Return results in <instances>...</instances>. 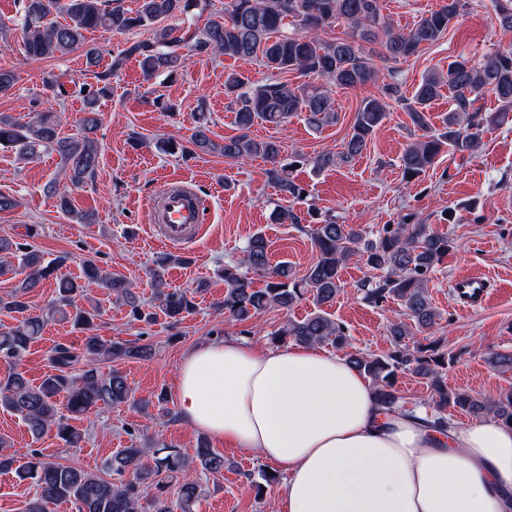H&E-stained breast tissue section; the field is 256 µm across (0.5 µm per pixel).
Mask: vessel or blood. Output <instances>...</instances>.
I'll use <instances>...</instances> for the list:
<instances>
[{
    "label": "vessel or blood",
    "mask_w": 512,
    "mask_h": 512,
    "mask_svg": "<svg viewBox=\"0 0 512 512\" xmlns=\"http://www.w3.org/2000/svg\"><path fill=\"white\" fill-rule=\"evenodd\" d=\"M161 212L162 242L167 246H183L196 240L208 218L194 195L185 187L168 185L162 188L157 202ZM490 279L486 276H457L450 282L455 303L472 310L482 307L490 296Z\"/></svg>",
    "instance_id": "obj_1"
}]
</instances>
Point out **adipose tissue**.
Segmentation results:
<instances>
[{
	"mask_svg": "<svg viewBox=\"0 0 512 512\" xmlns=\"http://www.w3.org/2000/svg\"><path fill=\"white\" fill-rule=\"evenodd\" d=\"M183 420L285 475L275 512H512V428L441 435L381 413L370 381L320 347L227 337L185 352Z\"/></svg>",
	"mask_w": 512,
	"mask_h": 512,
	"instance_id": "ef3b65f1",
	"label": "adipose tissue"
}]
</instances>
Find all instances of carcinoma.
<instances>
[{"mask_svg": "<svg viewBox=\"0 0 512 512\" xmlns=\"http://www.w3.org/2000/svg\"><path fill=\"white\" fill-rule=\"evenodd\" d=\"M470 0H443L438 9L422 17L407 32H394L381 13L379 0H230V8L219 19L210 18L203 26L185 33L164 26L173 16L188 19L201 17L209 0H140L136 11H128L120 0H23L22 38L27 55L49 58L57 54L82 51L89 66L98 64V51L86 45L85 32L103 29L112 33L130 32L153 27L152 41H136L125 55L112 60L111 66L97 73L100 86L83 89L84 108L77 119V132L62 137L53 112H36L22 122L0 114V148L14 150L21 161H30L44 151L57 153L65 178L73 186L92 179L99 165V141L96 133L103 121L99 100L111 91L112 72L126 59L136 57L142 73L152 77L174 74L181 68L182 50L191 48L198 54L224 55L233 58H258L270 73L295 71L319 83H303L292 87L283 82L265 81L245 89V81L229 74L224 92L235 96V121L240 134L219 144L208 135L209 129L199 124L190 143L204 154L218 153L240 162L260 157L271 164L269 174L284 198L302 199L306 188L298 183L292 171L281 164L280 146L274 141H258L249 130L257 122L280 125L293 115L306 114L312 127L328 122L332 114V88L357 89L376 77L372 58L362 51V43L381 42L377 53L381 61L407 58L425 44H432L448 31L451 22L468 10ZM496 19L505 31H512V0H494ZM63 12L69 22L58 25L47 21L52 13ZM303 29L297 36L281 35L285 21ZM340 23L351 28L343 39L325 41L319 32ZM448 87L452 108L442 118L438 129L430 124L428 108ZM492 94L505 112L512 111V46L497 48L478 64L459 57L448 63L446 73L431 72L423 77L414 95L406 103V111L415 128L421 131L404 149L401 167L408 178H414L434 166L445 153L471 154L482 134L499 119L497 112H484L477 106L482 93ZM386 118V103L366 98L356 112L351 134L339 153L324 152L315 159L319 169L336 166L363 152L376 130ZM56 207L80 224H94V213H81L72 208L65 192L56 194ZM316 257L306 273L298 278L282 262L271 265L269 242L262 232L251 235L239 261L224 265V313L247 322L273 307L289 308L309 297L316 310L301 320H291L272 333L270 340L314 347L329 343L338 349L349 346L345 327L332 319L323 307L331 305L342 288L341 270L349 256L364 246L367 266L380 276L358 284L364 299L378 305L389 300L400 302L415 325L431 329L438 313L428 297L427 284L442 258L448 254L449 239L434 233L425 224H384L372 240H363L360 229L340 224L330 217L308 225ZM79 280L58 282L57 297L46 309L31 312L28 296L54 271L53 263L31 246L8 237H0V278H19L18 285L7 298H0V312L21 315L18 324L0 331V361L9 367L0 378V409L6 410L26 425L38 439L56 430V435L71 445L78 444L82 434L70 426L66 413L89 417L100 409L122 403H136L125 376L112 370L101 371L104 363L119 360L146 359L151 346L145 343L114 341L95 334V320L101 315L89 288H101L115 301L132 308L135 319L149 323L155 313L145 312L135 292L121 276L100 267L92 257L79 259ZM187 263L185 257L171 254L163 267L154 269L155 285L152 308L175 322L194 310L191 297L182 290L166 287L164 267ZM264 278V287H253V277ZM51 319L70 322L87 332L82 350L55 346L50 355L53 372L37 385L18 370L30 344L43 332ZM393 338L389 352L366 355L346 354L349 362L374 387L378 406L386 415L400 407L395 382L398 374L410 371L428 381L434 400V413L428 425L447 432L448 410L464 411L475 418L491 416L512 427V392L489 400L451 389L443 370L450 358L436 352L433 345H411L407 324L396 322L390 327ZM65 399L60 407L59 398ZM6 440L0 438V471H15L22 480H31L35 495L23 512H50V506L72 503L77 512H141L146 490H153L148 503L150 512H194L196 502L206 488L193 476L201 470L209 474L224 471V455L199 442L195 455L185 456L180 449L162 445L153 449L152 463L144 462L145 448H124L112 456L105 468L116 475L113 480L85 472L79 468L52 461L38 452L30 460L16 465V459L5 452ZM178 482L176 501L167 497L169 484Z\"/></svg>", "mask_w": 512, "mask_h": 512, "instance_id": "carcinoma-1", "label": "carcinoma"}]
</instances>
